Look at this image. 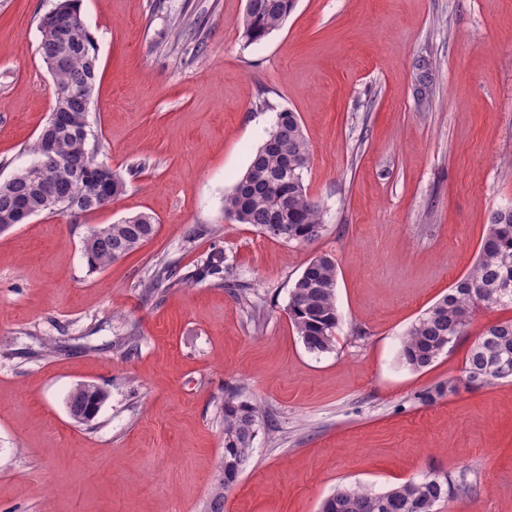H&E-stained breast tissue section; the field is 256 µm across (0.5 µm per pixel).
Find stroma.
Wrapping results in <instances>:
<instances>
[{
	"mask_svg": "<svg viewBox=\"0 0 512 512\" xmlns=\"http://www.w3.org/2000/svg\"><path fill=\"white\" fill-rule=\"evenodd\" d=\"M55 3L0 0V181L31 162L55 103L38 52ZM244 8L82 2L98 56L89 145L130 177L105 209L0 234V512H204L228 386L260 418L224 512H318L338 487L432 472L470 486L436 512H512V379L479 386L464 372L512 306L478 305L425 369L401 357L405 331L472 269L491 214L512 207V0H298L252 45ZM283 109L311 144L304 183L323 230L310 243L224 215ZM139 213L156 218L153 238L89 271L90 230ZM324 253L341 324L317 356L287 305ZM211 255L240 291L206 278L143 296L157 263ZM446 381V396L421 401ZM84 383L108 394L86 424L67 407Z\"/></svg>",
	"mask_w": 512,
	"mask_h": 512,
	"instance_id": "1",
	"label": "stroma"
}]
</instances>
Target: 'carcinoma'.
Masks as SVG:
<instances>
[{
  "label": "carcinoma",
  "instance_id": "obj_1",
  "mask_svg": "<svg viewBox=\"0 0 512 512\" xmlns=\"http://www.w3.org/2000/svg\"><path fill=\"white\" fill-rule=\"evenodd\" d=\"M296 0H246L239 20L247 44L263 41L280 28L294 11ZM82 0H57L41 19L39 53L63 57L49 68L56 86V103L66 112L61 123L48 122L30 148L32 162L0 182V231L11 229L23 213L80 214L98 208L89 171L97 164L88 139L83 100L93 98L97 85V52L87 26L80 22ZM311 146L298 115L277 113L266 139L251 156L246 171L224 194V216L251 224L262 234L283 242L309 243L322 233V209L304 185ZM156 232L148 214L126 217L90 231L91 244L83 248L91 271L102 270L140 248ZM223 256H210L195 270L176 262H161L140 284L151 293L161 285L180 288L200 278L226 281ZM337 269L328 254L308 262L289 291L288 317L306 350L319 355L332 351L340 323L336 305ZM512 305V208L492 213L472 271L430 306L408 329L401 356L413 369L430 366L461 333L474 308ZM467 381L486 384L512 378V320L485 329L465 361ZM94 384L80 385L69 395L70 415L82 422L94 418L106 400ZM224 455L221 476L207 504V512H224V490L236 483L255 438L258 407L238 387L224 389ZM468 494L466 485L448 474H431L395 485L384 492L366 488H339L327 497L320 512H435L454 496Z\"/></svg>",
  "mask_w": 512,
  "mask_h": 512
}]
</instances>
